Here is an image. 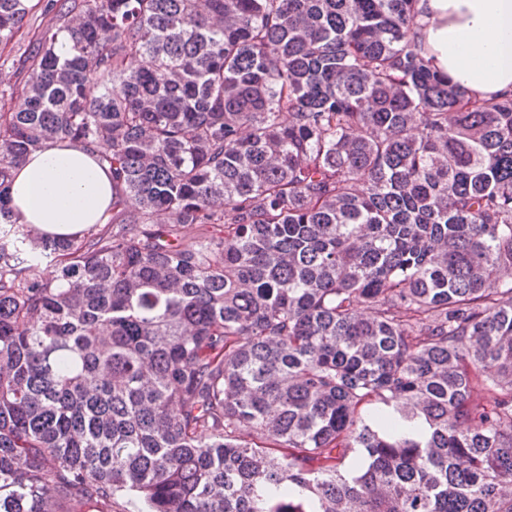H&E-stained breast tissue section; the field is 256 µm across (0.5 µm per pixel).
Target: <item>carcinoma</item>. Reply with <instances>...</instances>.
Wrapping results in <instances>:
<instances>
[{"instance_id":"cac0c4a2","label":"carcinoma","mask_w":512,"mask_h":512,"mask_svg":"<svg viewBox=\"0 0 512 512\" xmlns=\"http://www.w3.org/2000/svg\"><path fill=\"white\" fill-rule=\"evenodd\" d=\"M416 3L0 0V512H512V95ZM58 142L80 236L6 202ZM8 197L21 224L67 237L105 223L112 207V178L94 156L58 142L16 166Z\"/></svg>"}]
</instances>
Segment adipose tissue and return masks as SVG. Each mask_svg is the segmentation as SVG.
Returning <instances> with one entry per match:
<instances>
[{
	"label": "adipose tissue",
	"instance_id": "1",
	"mask_svg": "<svg viewBox=\"0 0 512 512\" xmlns=\"http://www.w3.org/2000/svg\"><path fill=\"white\" fill-rule=\"evenodd\" d=\"M417 8L434 69L473 100L512 94V0H418ZM8 197L21 223L67 237L105 223L112 178L94 156L58 142L16 166Z\"/></svg>",
	"mask_w": 512,
	"mask_h": 512
}]
</instances>
